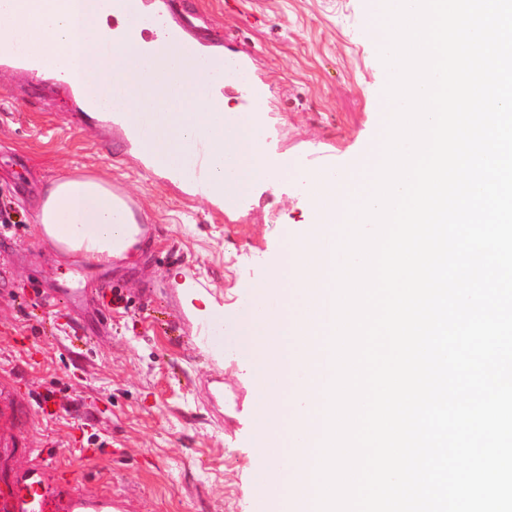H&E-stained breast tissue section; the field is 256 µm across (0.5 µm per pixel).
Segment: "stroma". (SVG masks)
<instances>
[{"instance_id":"obj_1","label":"stroma","mask_w":512,"mask_h":512,"mask_svg":"<svg viewBox=\"0 0 512 512\" xmlns=\"http://www.w3.org/2000/svg\"><path fill=\"white\" fill-rule=\"evenodd\" d=\"M196 45L245 58L229 106L264 94L271 157L342 173L371 148L387 85L373 0H141ZM89 172L142 210L133 266L58 255L32 211L45 186ZM310 186L256 185L227 209L138 158L108 112L54 78L0 66V474L50 463L135 512H254L252 372L229 342L245 285L313 221ZM223 318H189L190 294Z\"/></svg>"}]
</instances>
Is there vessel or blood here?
I'll list each match as a JSON object with an SVG mask.
<instances>
[{"instance_id":"b4317fda","label":"vessel or blood","mask_w":512,"mask_h":512,"mask_svg":"<svg viewBox=\"0 0 512 512\" xmlns=\"http://www.w3.org/2000/svg\"><path fill=\"white\" fill-rule=\"evenodd\" d=\"M0 512H130L122 498L90 493L57 470L43 455L13 478L0 481Z\"/></svg>"}]
</instances>
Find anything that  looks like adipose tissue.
<instances>
[{
	"instance_id": "1",
	"label": "adipose tissue",
	"mask_w": 512,
	"mask_h": 512,
	"mask_svg": "<svg viewBox=\"0 0 512 512\" xmlns=\"http://www.w3.org/2000/svg\"><path fill=\"white\" fill-rule=\"evenodd\" d=\"M39 237L57 253L97 263L135 261L145 245L125 194L94 176L51 181L32 214Z\"/></svg>"
}]
</instances>
